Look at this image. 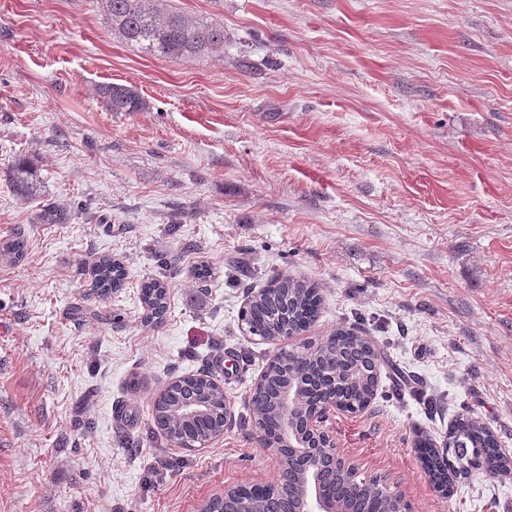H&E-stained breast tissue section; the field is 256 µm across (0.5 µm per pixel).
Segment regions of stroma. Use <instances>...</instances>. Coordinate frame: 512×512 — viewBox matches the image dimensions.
Returning <instances> with one entry per match:
<instances>
[{"instance_id": "obj_1", "label": "stroma", "mask_w": 512, "mask_h": 512, "mask_svg": "<svg viewBox=\"0 0 512 512\" xmlns=\"http://www.w3.org/2000/svg\"><path fill=\"white\" fill-rule=\"evenodd\" d=\"M173 2L223 58L142 54L96 0H0V244H26L0 257V512H198L275 479L247 396L281 347L238 315L280 272L319 288L305 340L354 328L423 384L330 414L340 451L411 512H512V474L443 492L418 448L468 414L512 452V0ZM109 84L144 110L106 111ZM103 257L126 278L101 298ZM201 371L230 416L190 451L152 402ZM37 170L34 163L26 156H20L13 166L12 185L21 195L32 193L37 182ZM142 300L149 310V320H162L166 309V288L163 281L152 279L141 288Z\"/></svg>"}]
</instances>
